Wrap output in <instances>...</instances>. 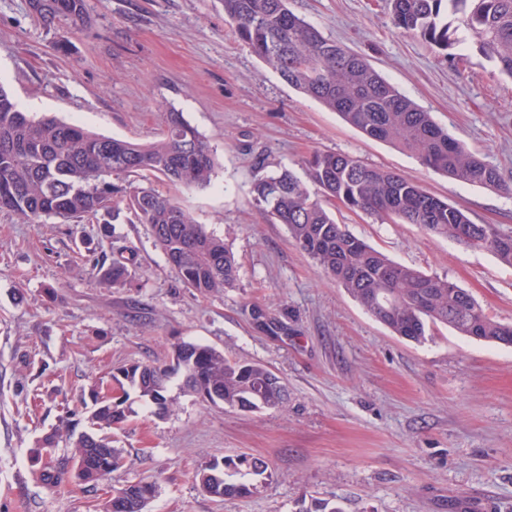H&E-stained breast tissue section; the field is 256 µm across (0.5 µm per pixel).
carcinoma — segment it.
I'll return each instance as SVG.
<instances>
[{
	"label": "carcinoma",
	"instance_id": "cac0c4a2",
	"mask_svg": "<svg viewBox=\"0 0 512 512\" xmlns=\"http://www.w3.org/2000/svg\"><path fill=\"white\" fill-rule=\"evenodd\" d=\"M392 23L445 56L473 45L502 74L512 77V0H388ZM30 12L49 24L63 18L74 26L87 21L86 0H29ZM224 21L243 44L283 80L336 112L368 139L392 143L426 168L470 185L507 189L498 170L477 152L451 137L431 113L421 109L382 77L363 57L325 36L288 8V0H224ZM216 168L214 150L184 113L162 112L158 137L147 143L98 135L54 116L21 111L0 85V210L33 224L51 217H120V204L149 226L156 245L183 284L201 295L235 286L238 266L224 238L206 231L171 198L136 179L151 173L185 188L205 187ZM309 182L281 167L258 179L253 202L328 276L357 299L389 331L422 343L441 324L460 335L512 346V323L489 315L446 277L427 275L391 260L335 222L323 201H336L382 223L415 224L424 232L472 248L486 249L512 266V236L475 224L460 208L428 192L403 174L371 167L342 153H323L309 161ZM131 279L126 263L115 261L105 283ZM173 365L133 363L118 368L120 394L89 410L88 430L55 431L40 444L49 454L64 440L71 448L75 477L96 485L122 464L104 429L128 421L130 387L159 411L168 409L165 392L171 375L184 388L209 394L230 410L259 411L281 406L287 391L274 373L251 361H232L212 346L176 342ZM262 460L226 456L199 468L196 477L207 495L236 499L266 479ZM158 490L140 480L112 491L103 512H145Z\"/></svg>",
	"mask_w": 512,
	"mask_h": 512
}]
</instances>
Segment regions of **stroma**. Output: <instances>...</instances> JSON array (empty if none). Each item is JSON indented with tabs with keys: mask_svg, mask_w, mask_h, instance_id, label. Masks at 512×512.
I'll list each match as a JSON object with an SVG mask.
<instances>
[{
	"mask_svg": "<svg viewBox=\"0 0 512 512\" xmlns=\"http://www.w3.org/2000/svg\"><path fill=\"white\" fill-rule=\"evenodd\" d=\"M289 6L478 151L505 190L461 183L364 137L243 46L223 0H87L88 22L76 28L45 27L28 0H0V82L17 103L138 142L158 135L162 109L184 113L217 152L210 185L146 181L222 236L239 267L236 287L201 296L132 215L32 224L0 210V512H101L114 488L146 478L159 487L148 512H300L314 500L345 512H512V346L443 325L421 344L392 335L251 203L256 179L281 165L305 175L314 155L335 152L403 173L512 235V79L475 48L451 60L396 29L385 0ZM330 211L395 262L448 277L512 322V267L490 251L338 203ZM115 261L131 284H99ZM178 341L266 365L287 403L227 410L172 376L164 415L130 396L133 414L112 433L122 468L95 486L45 485L40 438L83 429L81 397L112 391L120 366L170 363ZM242 453L269 466L256 492L222 501L200 490L198 468Z\"/></svg>",
	"mask_w": 512,
	"mask_h": 512,
	"instance_id": "35a3bbf8",
	"label": "stroma"
}]
</instances>
